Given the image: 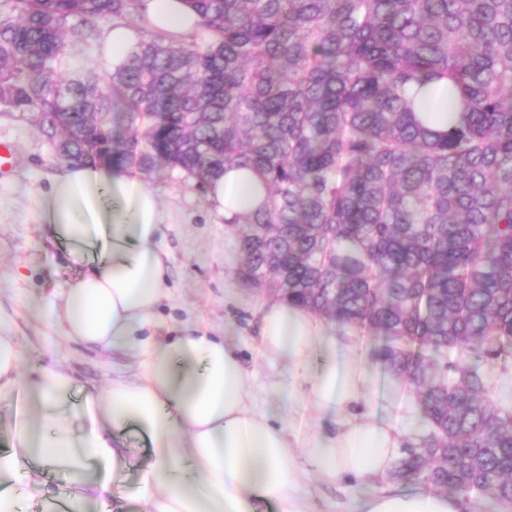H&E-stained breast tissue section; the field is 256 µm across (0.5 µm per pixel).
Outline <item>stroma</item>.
I'll use <instances>...</instances> for the list:
<instances>
[{
    "instance_id": "obj_1",
    "label": "stroma",
    "mask_w": 512,
    "mask_h": 512,
    "mask_svg": "<svg viewBox=\"0 0 512 512\" xmlns=\"http://www.w3.org/2000/svg\"><path fill=\"white\" fill-rule=\"evenodd\" d=\"M111 27V21H103L93 40L72 44L70 64L109 73ZM0 141L11 143L16 156L12 173L0 178V304L11 313L21 339L20 372L28 374L33 366L53 357L72 367L82 384L103 386L113 369L131 363V356L83 352L68 344L31 306L32 299L51 297L81 271L79 265L65 261L64 245L46 239L40 230V203L62 165L27 119L0 112ZM146 184L173 217L159 238L160 248L170 256L171 295L154 313L156 334L172 327L211 329L234 343L246 368L265 382L261 398L277 401L270 387L288 380L289 370L286 364L268 362L258 354L259 308L269 296L235 279L241 259L236 229L217 219L205 193L179 175L162 172Z\"/></svg>"
}]
</instances>
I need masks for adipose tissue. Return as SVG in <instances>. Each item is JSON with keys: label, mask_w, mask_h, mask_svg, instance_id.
<instances>
[{"label": "adipose tissue", "mask_w": 512, "mask_h": 512, "mask_svg": "<svg viewBox=\"0 0 512 512\" xmlns=\"http://www.w3.org/2000/svg\"><path fill=\"white\" fill-rule=\"evenodd\" d=\"M142 8L159 30L186 33L197 24L183 0H143ZM266 199L248 168H225L207 189L211 212L223 220ZM42 210L44 236L66 242L69 259L87 266L61 288L52 318L68 342L99 355L131 351L137 364L86 390L75 370L56 362L21 375L19 339L0 317V407L13 417L10 449L0 454V512L45 501L41 463L69 485L67 512L90 505L111 512L112 490L126 476L128 432L149 449L131 496L136 512H257L262 502L275 512H309L307 473L352 489L349 512H462L458 499L424 489L362 493L397 458L394 412L404 396L393 384L376 390L375 372L356 358L351 339L327 337L324 321L306 309L263 305L257 331L263 357L287 362L292 374L276 393L332 424L305 439L260 404L257 374L234 344L198 327L156 337L170 263L157 239L172 216L137 174L65 168ZM77 390L80 403L69 405Z\"/></svg>", "instance_id": "1"}]
</instances>
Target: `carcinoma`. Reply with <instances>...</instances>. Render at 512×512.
I'll return each mask as SVG.
<instances>
[{
    "label": "carcinoma",
    "instance_id": "cac0c4a2",
    "mask_svg": "<svg viewBox=\"0 0 512 512\" xmlns=\"http://www.w3.org/2000/svg\"><path fill=\"white\" fill-rule=\"evenodd\" d=\"M206 33L150 31L114 70L66 73V38L149 25L141 0H9L0 110L63 164L206 191L227 166L266 183L232 223L249 288L375 337L424 432L396 475L483 512L512 507V409L483 370L512 354V0H185ZM448 84L438 132L417 119ZM123 105L121 147L101 117ZM439 101L443 105V112H419V114L430 122L433 128L438 130H448V114H459L461 109L459 101L448 102V97L440 98ZM453 110L455 112H448Z\"/></svg>",
    "mask_w": 512,
    "mask_h": 512
}]
</instances>
